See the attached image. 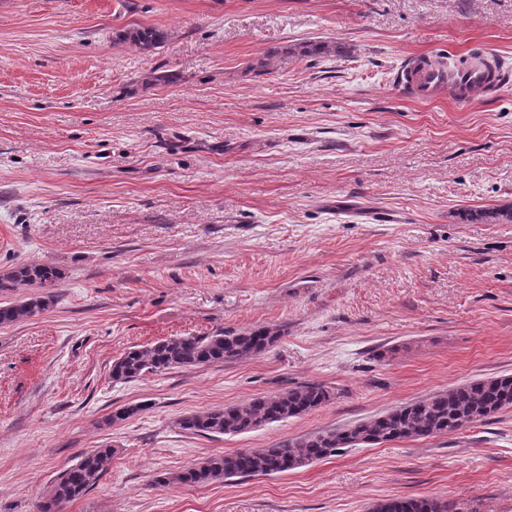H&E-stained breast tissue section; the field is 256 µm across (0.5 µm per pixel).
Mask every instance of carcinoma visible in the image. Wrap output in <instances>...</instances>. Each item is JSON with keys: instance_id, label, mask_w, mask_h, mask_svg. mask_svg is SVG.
Returning <instances> with one entry per match:
<instances>
[{"instance_id": "cac0c4a2", "label": "carcinoma", "mask_w": 512, "mask_h": 512, "mask_svg": "<svg viewBox=\"0 0 512 512\" xmlns=\"http://www.w3.org/2000/svg\"><path fill=\"white\" fill-rule=\"evenodd\" d=\"M124 38L149 50L164 43L167 33L155 28H136L126 32ZM330 52V47L314 42L294 49L295 54L307 58H319ZM62 279L61 270L52 264H23L0 275V288L10 284L51 288ZM51 301L50 295L34 294L18 303L0 304V326L34 318L46 310ZM279 340V333L266 326L164 339L148 346L133 347L113 360L110 377L116 383H125L174 368L242 361L267 352ZM331 400L332 392L328 387L310 383L237 405L192 413L180 419L178 425L200 435H238L306 414ZM511 407L512 376L475 380L398 406L367 421L310 435L295 443L213 456L170 476L162 474L156 483L195 485L284 473L358 444L448 434ZM112 452V448L106 447L83 453L74 464L61 471L50 490L54 503L62 504L84 496L106 472ZM372 512H460V508L453 502L393 498L374 505Z\"/></svg>"}]
</instances>
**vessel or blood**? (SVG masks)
I'll return each instance as SVG.
<instances>
[{
	"instance_id": "1",
	"label": "vessel or blood",
	"mask_w": 512,
	"mask_h": 512,
	"mask_svg": "<svg viewBox=\"0 0 512 512\" xmlns=\"http://www.w3.org/2000/svg\"><path fill=\"white\" fill-rule=\"evenodd\" d=\"M505 83L504 76L476 63L439 66L413 57L400 70V88L409 98L431 101L446 94L460 106L469 105L477 93L499 90Z\"/></svg>"
}]
</instances>
